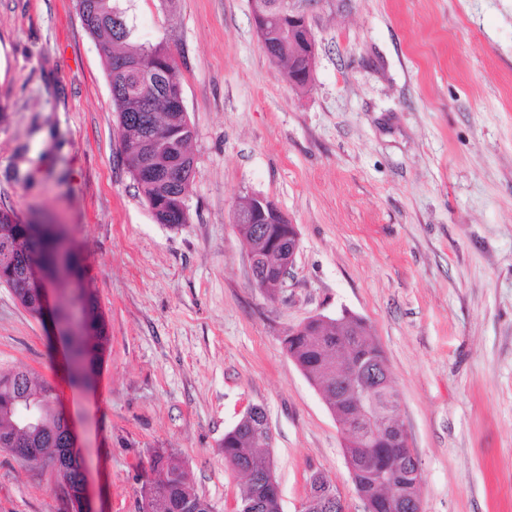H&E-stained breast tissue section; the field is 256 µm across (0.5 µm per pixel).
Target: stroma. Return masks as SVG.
<instances>
[{
  "label": "stroma",
  "instance_id": "35a3bbf8",
  "mask_svg": "<svg viewBox=\"0 0 512 512\" xmlns=\"http://www.w3.org/2000/svg\"><path fill=\"white\" fill-rule=\"evenodd\" d=\"M167 43L195 129L189 221L156 223L120 153L76 0H0V206L68 225L108 343L71 387L49 324L0 285V372L52 384L94 512H138L150 454L214 512L244 479L221 443L263 407L283 512L327 476L363 512L326 400L282 343L348 310L369 325L421 464L422 512H512V0H319L308 89L267 56L250 0H120ZM260 193L301 246L277 299L231 220ZM0 512H68L51 468L0 449Z\"/></svg>",
  "mask_w": 512,
  "mask_h": 512
}]
</instances>
